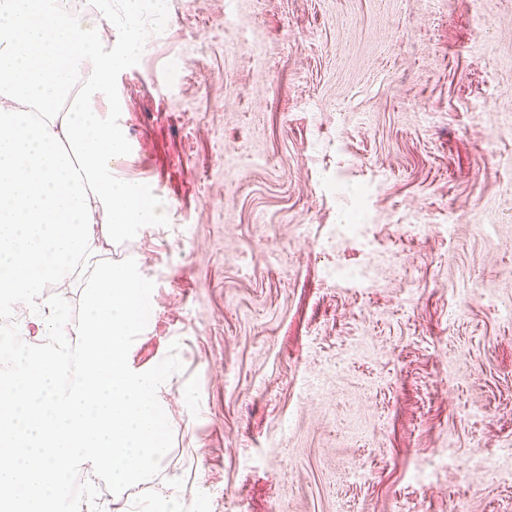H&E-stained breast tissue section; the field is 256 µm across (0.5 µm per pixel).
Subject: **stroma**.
I'll return each instance as SVG.
<instances>
[{
  "mask_svg": "<svg viewBox=\"0 0 512 512\" xmlns=\"http://www.w3.org/2000/svg\"><path fill=\"white\" fill-rule=\"evenodd\" d=\"M117 90L184 370L100 512H512V0H168Z\"/></svg>",
  "mask_w": 512,
  "mask_h": 512,
  "instance_id": "stroma-1",
  "label": "stroma"
}]
</instances>
